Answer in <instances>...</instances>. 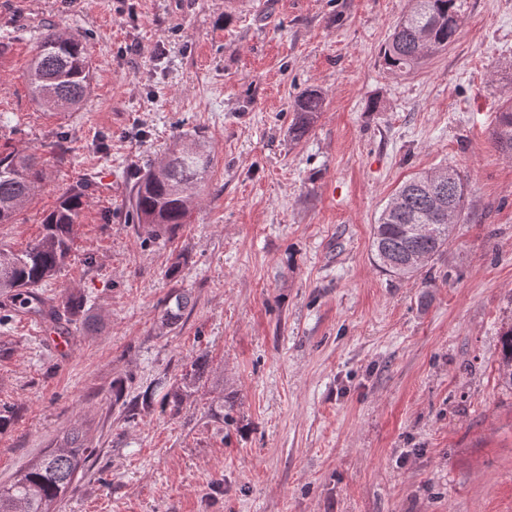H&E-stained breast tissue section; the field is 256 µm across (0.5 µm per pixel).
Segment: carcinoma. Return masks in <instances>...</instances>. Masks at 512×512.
Listing matches in <instances>:
<instances>
[{"label":"carcinoma","instance_id":"1","mask_svg":"<svg viewBox=\"0 0 512 512\" xmlns=\"http://www.w3.org/2000/svg\"><path fill=\"white\" fill-rule=\"evenodd\" d=\"M411 6L395 25L382 50L392 71L409 72L455 41L460 15L457 0H409ZM27 83L33 99L53 112H73L82 106L90 88L86 36L75 31L61 35L49 27L32 60ZM324 97L306 89L296 98L291 140L300 141ZM497 149L512 156V101L498 113L492 132ZM211 167L210 155L191 147L168 153L137 178L131 199V220L156 238L173 234L187 223L190 206ZM44 179L34 153L0 151V224H11ZM89 185L82 183L60 198L43 220L41 237L22 251L0 246V297L30 314L44 311L33 292L52 277L73 252L74 225L86 204ZM466 204L463 178L452 168L425 171L406 180L391 196L373 225L372 252L386 274L412 280L447 248L453 227L460 223ZM189 296L173 289L165 303L162 323L176 325L188 307ZM499 371L512 384V325L501 333ZM205 372L202 358L170 384L161 398L162 409L177 414L188 391ZM85 434L73 426L56 449L0 484V512H52L51 505L72 485L79 469L91 457Z\"/></svg>","mask_w":512,"mask_h":512}]
</instances>
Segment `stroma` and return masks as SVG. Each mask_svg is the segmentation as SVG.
I'll list each match as a JSON object with an SVG mask.
<instances>
[{"instance_id":"35a3bbf8","label":"stroma","mask_w":512,"mask_h":512,"mask_svg":"<svg viewBox=\"0 0 512 512\" xmlns=\"http://www.w3.org/2000/svg\"><path fill=\"white\" fill-rule=\"evenodd\" d=\"M457 4L455 42L394 73L381 51L408 0H0V150L36 152L45 177L0 245L114 180L37 290L70 352L0 308V483L78 423L95 453L59 512H512V156L492 141L512 0ZM50 24L89 36L88 100L65 120L26 83ZM308 88L324 108L294 143ZM194 138L213 163L189 222L148 237L126 217L135 179ZM443 167L467 208L430 286L386 275L373 225ZM175 287L190 303L167 329ZM200 356L205 377L162 410Z\"/></svg>"}]
</instances>
